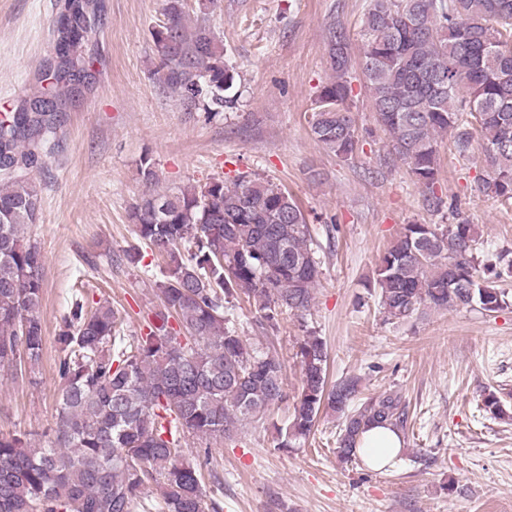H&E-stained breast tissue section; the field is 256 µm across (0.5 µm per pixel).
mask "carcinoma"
Returning <instances> with one entry per match:
<instances>
[{
  "label": "carcinoma",
  "instance_id": "cac0c4a2",
  "mask_svg": "<svg viewBox=\"0 0 512 512\" xmlns=\"http://www.w3.org/2000/svg\"><path fill=\"white\" fill-rule=\"evenodd\" d=\"M98 6L64 0L57 21L60 63L46 85L0 120V370L35 373L42 355L39 315L45 260L26 241L39 222L38 190L21 174L39 163L62 97L90 65L85 48L97 33ZM153 31L160 79L189 108L236 107L234 72L210 31H188L181 5ZM361 69L380 127L417 183L438 180V139L453 134L455 152L479 135L489 168L479 191L512 202V0H367ZM326 52L332 79L319 90L310 129L336 157L357 150L347 104L354 67L349 38L332 28ZM137 237L165 259L157 284L163 310L148 332L127 336L117 311L71 301L56 336L62 390L55 446L31 448L23 433L0 432V512H135L157 482L165 512H221L207 496L211 445L234 437L288 398L276 349L256 347L230 325L227 305L254 307L255 322L276 326L310 309L322 275L306 216L279 185L242 176L172 193L153 192L129 213ZM189 243L187 251L181 246ZM474 224H406L379 257L370 280L386 318L405 321L422 308L502 307L497 269L478 257ZM175 319L177 327L170 325ZM302 389L281 447L306 442L323 411L345 417L338 458L357 460L372 425L406 429L402 396L385 391L354 410L357 383L327 385V346L308 332L297 352ZM205 443L186 456L182 440Z\"/></svg>",
  "mask_w": 512,
  "mask_h": 512
}]
</instances>
